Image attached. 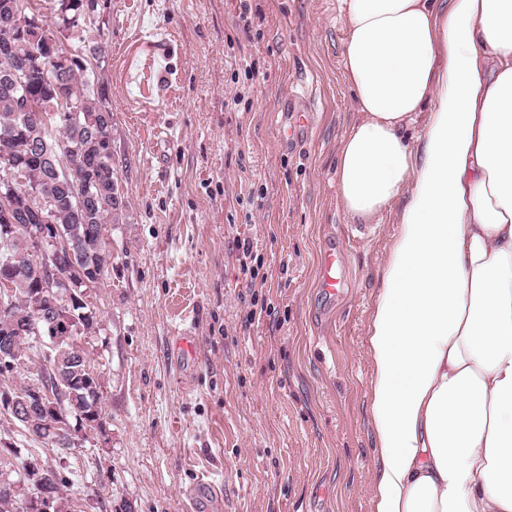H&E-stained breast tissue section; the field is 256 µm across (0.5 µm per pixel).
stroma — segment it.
<instances>
[{
	"instance_id": "35a3bbf8",
	"label": "stroma",
	"mask_w": 512,
	"mask_h": 512,
	"mask_svg": "<svg viewBox=\"0 0 512 512\" xmlns=\"http://www.w3.org/2000/svg\"><path fill=\"white\" fill-rule=\"evenodd\" d=\"M248 4L105 0L96 19L124 209L87 346L108 435L65 463L78 512H371L364 338L401 205L364 231L337 194L358 117L340 0ZM302 88L312 129L288 144L281 108ZM341 283V277L336 272V248L330 243L323 253L320 288L325 294L334 296Z\"/></svg>"
}]
</instances>
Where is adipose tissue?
I'll use <instances>...</instances> for the list:
<instances>
[{
	"instance_id": "obj_1",
	"label": "adipose tissue",
	"mask_w": 512,
	"mask_h": 512,
	"mask_svg": "<svg viewBox=\"0 0 512 512\" xmlns=\"http://www.w3.org/2000/svg\"><path fill=\"white\" fill-rule=\"evenodd\" d=\"M351 223H401L367 327L372 512H512V0H343Z\"/></svg>"
}]
</instances>
